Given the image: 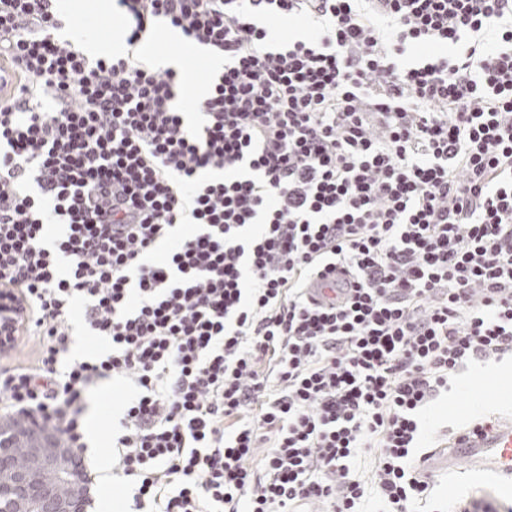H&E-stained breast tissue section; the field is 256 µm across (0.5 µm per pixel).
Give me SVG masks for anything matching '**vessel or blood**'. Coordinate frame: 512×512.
Listing matches in <instances>:
<instances>
[{
	"mask_svg": "<svg viewBox=\"0 0 512 512\" xmlns=\"http://www.w3.org/2000/svg\"><path fill=\"white\" fill-rule=\"evenodd\" d=\"M460 460L512 483V419L503 420L488 430L471 426L469 431L454 437L449 449L428 452L424 474L429 477L437 472H448Z\"/></svg>",
	"mask_w": 512,
	"mask_h": 512,
	"instance_id": "obj_1",
	"label": "vessel or blood"
}]
</instances>
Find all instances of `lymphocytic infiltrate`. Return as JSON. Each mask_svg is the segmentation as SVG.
Here are the masks:
<instances>
[{
    "label": "lymphocytic infiltrate",
    "instance_id": "obj_1",
    "mask_svg": "<svg viewBox=\"0 0 512 512\" xmlns=\"http://www.w3.org/2000/svg\"><path fill=\"white\" fill-rule=\"evenodd\" d=\"M55 2L0 0V415L83 451L128 383L132 512H359L366 449L416 512L426 405L512 355V0H116L97 58ZM165 25L224 60L194 122Z\"/></svg>",
    "mask_w": 512,
    "mask_h": 512
}]
</instances>
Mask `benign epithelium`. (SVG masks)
I'll list each match as a JSON object with an SVG mask.
<instances>
[{
    "mask_svg": "<svg viewBox=\"0 0 512 512\" xmlns=\"http://www.w3.org/2000/svg\"><path fill=\"white\" fill-rule=\"evenodd\" d=\"M11 434L17 442L36 445L28 449L29 463L10 468L7 479L0 482V512H93L92 476L78 450L68 447L57 432L25 420ZM48 469L58 472L68 492L42 480L41 473Z\"/></svg>",
    "mask_w": 512,
    "mask_h": 512,
    "instance_id": "obj_1",
    "label": "benign epithelium"
}]
</instances>
